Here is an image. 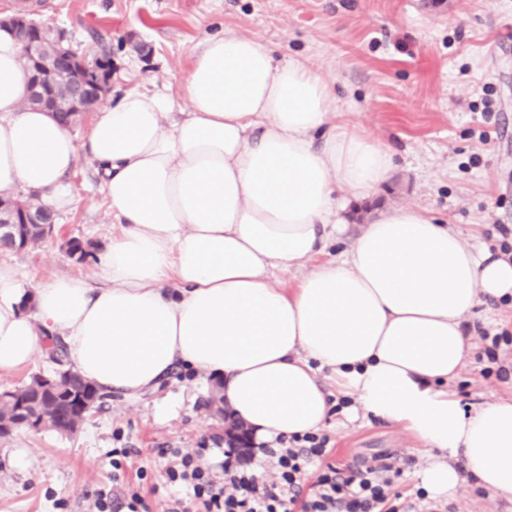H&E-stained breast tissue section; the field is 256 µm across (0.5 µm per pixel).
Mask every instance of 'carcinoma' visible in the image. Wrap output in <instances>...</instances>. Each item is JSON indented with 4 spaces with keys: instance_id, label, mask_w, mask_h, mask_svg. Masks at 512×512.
<instances>
[{
    "instance_id": "obj_1",
    "label": "carcinoma",
    "mask_w": 512,
    "mask_h": 512,
    "mask_svg": "<svg viewBox=\"0 0 512 512\" xmlns=\"http://www.w3.org/2000/svg\"><path fill=\"white\" fill-rule=\"evenodd\" d=\"M32 32L41 40L46 54H59L52 26L36 22ZM73 83L69 69L60 66L53 89L54 97L59 100L70 98ZM98 105L97 100L87 98L78 111L68 106L55 108L53 118L63 126L74 127L84 114ZM49 234L50 229L44 225L24 224L18 237L1 243L0 247H8L13 252L23 251L40 245ZM91 247L92 243L88 241L72 238L67 241L66 254L74 262L81 263L90 254ZM50 360L59 370L51 375L35 373L22 385L0 392V440L10 437L24 421L28 423V428L35 431L49 428L59 433L73 434L81 428L92 409L103 403L106 395L73 368L66 366L61 348L52 351Z\"/></svg>"
}]
</instances>
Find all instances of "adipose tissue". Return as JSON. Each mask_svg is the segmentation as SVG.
<instances>
[{
    "label": "adipose tissue",
    "instance_id": "1",
    "mask_svg": "<svg viewBox=\"0 0 512 512\" xmlns=\"http://www.w3.org/2000/svg\"><path fill=\"white\" fill-rule=\"evenodd\" d=\"M182 90L179 105L132 90L99 106L76 144L29 105L21 50L0 29V197L21 189L72 209L67 178L83 154L123 227L92 281L32 286L0 265V371L31 365L57 336L85 379L134 399L180 364L219 381L271 444L324 427L325 368L339 394L422 442L430 496H454L464 471L512 496V395L466 409L448 388L471 353L473 309L512 298V258L396 207L315 264L344 212L385 182L390 150L337 123L305 61L278 62L231 31L202 42ZM309 262L296 287L274 283Z\"/></svg>",
    "mask_w": 512,
    "mask_h": 512
}]
</instances>
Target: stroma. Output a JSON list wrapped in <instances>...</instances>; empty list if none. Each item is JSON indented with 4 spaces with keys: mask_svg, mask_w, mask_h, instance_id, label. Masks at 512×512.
<instances>
[{
    "mask_svg": "<svg viewBox=\"0 0 512 512\" xmlns=\"http://www.w3.org/2000/svg\"><path fill=\"white\" fill-rule=\"evenodd\" d=\"M23 11L73 31L81 53L98 38L112 42L110 99L132 89L180 98L183 77L200 43L227 30L269 48L276 61L308 59L336 96V112L387 145L394 167L370 205L372 213L410 206L446 219L472 245L497 253L512 229V0H0V17ZM74 207L59 214L51 237L0 261L30 283L56 276L93 278V261L78 264L63 244L76 237L102 248L120 235L88 157L69 178ZM476 340L451 387L463 407L512 394V375L483 377L482 332H512V308L477 307ZM214 383L176 367L156 389L135 399L113 394L73 435L17 429L0 441V512H92L90 492L112 485L115 448H130L131 470H147L141 489L150 512L188 498L166 484L171 458L162 448L212 444L224 421L207 409ZM332 459L357 465L414 457L399 485L419 487L426 456L412 433L369 415L332 414L322 429ZM23 450L27 464L11 458ZM451 512H512V501L465 483Z\"/></svg>",
    "mask_w": 512,
    "mask_h": 512,
    "instance_id": "1",
    "label": "stroma"
}]
</instances>
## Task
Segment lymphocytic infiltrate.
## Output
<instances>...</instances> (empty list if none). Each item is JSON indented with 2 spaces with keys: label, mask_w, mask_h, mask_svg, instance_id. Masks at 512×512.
<instances>
[{
  "label": "lymphocytic infiltrate",
  "mask_w": 512,
  "mask_h": 512,
  "mask_svg": "<svg viewBox=\"0 0 512 512\" xmlns=\"http://www.w3.org/2000/svg\"><path fill=\"white\" fill-rule=\"evenodd\" d=\"M328 443L315 433L277 437L275 447L262 449L274 473L270 481L245 468L233 448L224 449L216 471L204 463L202 448H163L159 454L175 460L166 470L167 483L190 488L202 512H291L296 503L302 512H443L428 503L424 491L406 497L396 491L402 468L391 463L339 467L330 459ZM315 463L319 474L306 495L302 483Z\"/></svg>",
  "instance_id": "1"
}]
</instances>
